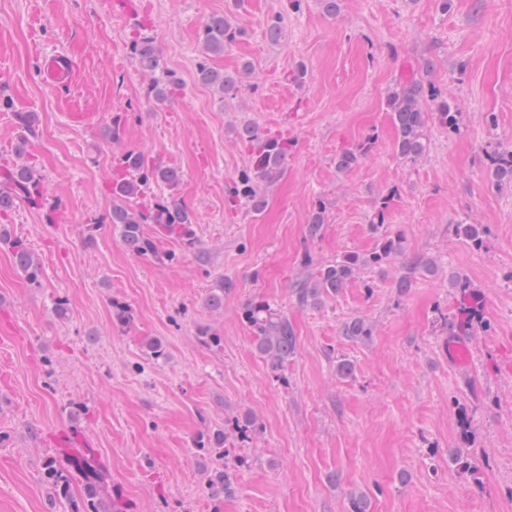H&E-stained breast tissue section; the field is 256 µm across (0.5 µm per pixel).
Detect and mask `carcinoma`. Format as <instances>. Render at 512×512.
<instances>
[{
	"instance_id": "carcinoma-1",
	"label": "carcinoma",
	"mask_w": 512,
	"mask_h": 512,
	"mask_svg": "<svg viewBox=\"0 0 512 512\" xmlns=\"http://www.w3.org/2000/svg\"><path fill=\"white\" fill-rule=\"evenodd\" d=\"M150 25L144 24L132 36L130 55L138 70L149 77L148 94L158 102H164L180 93L182 83L168 71L162 62L153 36L148 34ZM244 28L227 15H213L208 18L200 31V43L205 56L198 63L197 80L208 86L220 98L236 95L238 79L234 75L213 68L208 59L224 54V47L244 38ZM424 86L415 81H403L388 96L386 109L390 112L397 131L395 148L404 159L416 160L427 149V111L421 105ZM436 118L446 129L458 126V113L448 101L433 96ZM242 139L249 145V161L232 181L228 200L234 206H243L254 213H261L265 207L263 187L276 182L283 174L293 143L286 138L261 134L251 126H245ZM17 161L0 165V214L11 211L17 203L42 204L41 176L36 164L25 158V143L16 148ZM487 160L497 181L512 182V149L496 148L487 153ZM181 181L178 170L159 163H150L139 151L122 154L112 168L109 191L112 195L111 223L117 229L121 241L128 249L140 255L158 253L156 239L166 236L179 239L184 247L192 248L196 240L192 228V214L171 197L150 193L154 184L176 188ZM154 231H146V225ZM455 234L471 247L483 246L488 234L482 224H457ZM0 244L7 248L32 285L40 284V268L33 259L26 240L0 234ZM401 253V241L396 235L383 233L369 253L345 252L330 263L321 264L315 274L299 280L292 288L301 304L317 305L330 295H335L370 267L384 264L391 256ZM436 261L423 257L412 258L404 263L405 274L398 281V288H405L415 274L423 271L435 272ZM455 292L456 312L450 323L456 336H468L476 327L485 326L484 300L473 288L470 280L455 275L449 280ZM242 317L249 327L255 350L274 371L288 362L295 350V334L288 316L269 302L252 300L242 309ZM342 336L350 341L363 340L372 335L371 325L362 317L343 324ZM227 435L221 431L207 437L201 444L218 454L217 463L208 477V490L214 497H229L235 492L231 467L224 463V441ZM452 462L458 469L479 479L480 468L467 453L456 451ZM83 473L86 478L84 497L77 504L75 512H119V503L106 499L96 482L97 464L89 448L76 449L67 461L48 458L43 467L42 480L54 497L66 498L72 483L73 470Z\"/></svg>"
}]
</instances>
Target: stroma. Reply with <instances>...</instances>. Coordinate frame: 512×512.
I'll return each instance as SVG.
<instances>
[{
    "label": "stroma",
    "instance_id": "stroma-1",
    "mask_svg": "<svg viewBox=\"0 0 512 512\" xmlns=\"http://www.w3.org/2000/svg\"><path fill=\"white\" fill-rule=\"evenodd\" d=\"M0 0V163L25 143L47 205H18L0 230L26 239L41 267L30 287L0 250V512H74L50 499L43 463L76 438L95 449L105 483L131 512H349L364 491L370 512H512V184L496 182L486 153L512 146V0ZM283 13L285 36H266ZM229 14L247 35L212 58L236 74V98L218 101L197 83L200 30ZM166 68L183 89L156 103L136 70L128 40L144 21ZM66 53L69 84L51 87L41 61ZM433 67H425V60ZM304 66L302 83L286 81ZM437 91L459 114L449 131L428 121L429 148L416 161L395 151L385 99L405 78ZM37 122L22 133L15 113ZM125 114L119 141L106 131ZM293 141L283 176L265 189L258 214L231 206L227 185L244 169L242 125ZM369 142L358 164L338 170L348 148ZM144 152L182 175L175 200L191 211L197 248L162 238L157 255H137L109 222L112 165ZM325 207L317 236L308 225ZM385 207L387 232L403 254L365 270L318 305L293 291L314 264L347 250L370 252V220ZM98 217L88 228L89 217ZM490 230L481 250L452 231L458 222ZM175 261H167V254ZM438 261L398 290L402 261ZM468 277L485 299L487 327L469 336L470 358L448 360L451 276ZM222 308L208 304L223 281ZM69 300L66 318L53 313ZM262 299L288 317L293 357L275 371L256 352L240 318ZM130 312L112 318L113 302ZM370 322L368 341L341 325ZM206 326L223 336L210 348ZM158 339L165 358L147 356ZM354 366L336 373L337 359ZM469 408L467 452L483 476L457 470V413ZM254 419L244 440L235 420ZM227 431L230 458L244 459L234 495L211 498V461L198 448Z\"/></svg>",
    "mask_w": 512,
    "mask_h": 512
}]
</instances>
